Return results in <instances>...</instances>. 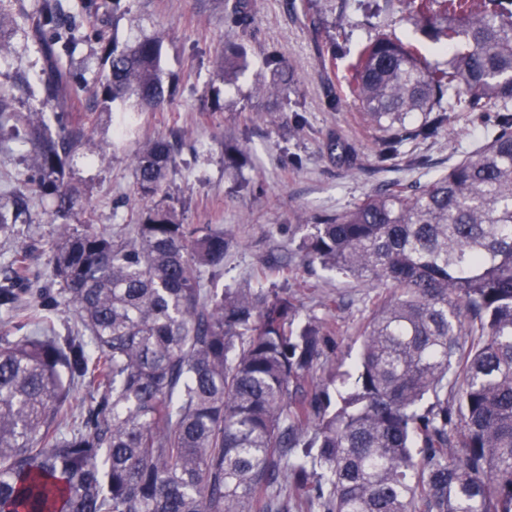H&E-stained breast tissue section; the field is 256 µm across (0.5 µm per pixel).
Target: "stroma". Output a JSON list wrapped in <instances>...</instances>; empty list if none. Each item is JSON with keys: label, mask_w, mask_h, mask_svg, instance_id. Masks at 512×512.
<instances>
[{"label": "stroma", "mask_w": 512, "mask_h": 512, "mask_svg": "<svg viewBox=\"0 0 512 512\" xmlns=\"http://www.w3.org/2000/svg\"><path fill=\"white\" fill-rule=\"evenodd\" d=\"M252 3L248 68L228 86L218 60L225 42L235 35L224 24V0H127L126 11L110 20L107 35L122 45L160 36L167 100L161 108L147 110L130 98L97 114L77 150L74 173L87 194V223H126L135 214V154L150 141L181 134L184 146L159 201L175 207L185 223L214 224L235 238L214 287H232L260 275L264 286L292 287L302 316L334 323L331 348L336 387L342 390L357 375V334L371 313L373 291L336 273L303 266L292 236L295 215L310 221L348 209L388 181H427L483 144L485 129L450 117L437 138L406 142L390 168L374 170L378 133L342 92L346 60H339L335 72L322 69L304 0ZM343 22L351 33L348 50H357L368 37L384 31L420 46L431 64L444 66L450 60L449 54H436L405 10L368 17L352 4ZM6 49L9 61L0 66V85L12 89L17 111L39 108V86L17 83L20 74L40 69L38 53L19 30L8 38ZM271 53L285 58L293 71L284 98L256 91L258 82L273 79L264 64ZM296 113L304 119L299 128L292 121ZM332 136L346 146V153L328 152ZM230 142L249 148L246 164L234 176L224 171V146ZM413 155L426 156L428 168L411 165ZM30 173L29 145L1 133L0 195L18 188ZM51 208L50 199L34 197L28 211L8 232L0 233V276L21 247L30 250L34 268L49 276ZM275 258L289 261L288 276L272 266Z\"/></svg>", "instance_id": "stroma-1"}]
</instances>
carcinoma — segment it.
<instances>
[{"mask_svg":"<svg viewBox=\"0 0 512 512\" xmlns=\"http://www.w3.org/2000/svg\"><path fill=\"white\" fill-rule=\"evenodd\" d=\"M121 2L83 0L80 19L62 0L19 11L42 60L21 81L39 84L56 127L0 87V129L30 144L37 172L9 203L54 198L59 285L22 303L18 287L39 279L24 248L0 280V314L20 332L0 334V512H512V0H402L448 64L388 33L351 64L377 169L451 113L488 129L448 170L320 215L300 238L308 265L380 289L335 405L321 372L330 322L300 319L285 288L204 287L234 240L156 202L175 163L167 141L135 156V222L80 220L69 164L92 113L73 112L84 81L65 59L103 42L104 11ZM304 8L320 35L323 11ZM224 21L247 36L250 0H225ZM333 29L321 56L334 65L347 32ZM103 52L102 109L163 105L160 40ZM246 57L241 42L224 48V80ZM266 65L272 95L288 94L285 61ZM245 152L225 147V171ZM69 312L77 327L62 336L54 317ZM82 387L90 402H73Z\"/></svg>","mask_w":512,"mask_h":512,"instance_id":"cac0c4a2","label":"carcinoma"}]
</instances>
